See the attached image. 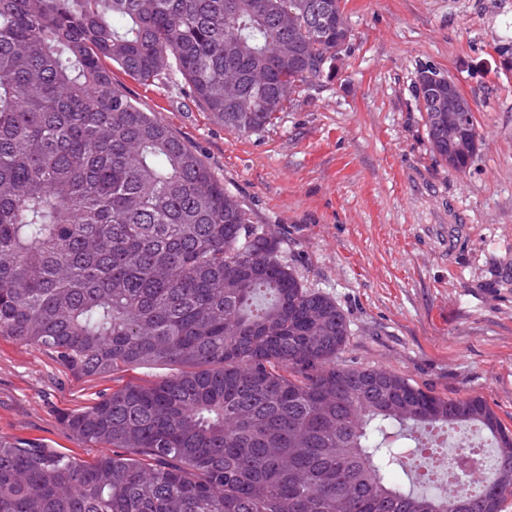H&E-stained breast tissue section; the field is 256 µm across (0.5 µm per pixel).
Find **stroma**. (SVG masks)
Segmentation results:
<instances>
[{
  "mask_svg": "<svg viewBox=\"0 0 512 512\" xmlns=\"http://www.w3.org/2000/svg\"><path fill=\"white\" fill-rule=\"evenodd\" d=\"M343 8L351 39L333 77L248 135L224 127L181 77H113L201 157L254 227L279 237L301 282L336 302L349 324L338 365L481 397L512 429V0ZM424 67L476 104L480 145L465 173L449 172L428 140L415 84ZM173 372L76 376L0 337V435L93 460L102 448L73 434L64 413Z\"/></svg>",
  "mask_w": 512,
  "mask_h": 512,
  "instance_id": "35a3bbf8",
  "label": "stroma"
}]
</instances>
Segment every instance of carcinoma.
Returning a JSON list of instances; mask_svg holds the SVG:
<instances>
[{
	"instance_id": "cac0c4a2",
	"label": "carcinoma",
	"mask_w": 512,
	"mask_h": 512,
	"mask_svg": "<svg viewBox=\"0 0 512 512\" xmlns=\"http://www.w3.org/2000/svg\"><path fill=\"white\" fill-rule=\"evenodd\" d=\"M315 2L329 35L307 32ZM341 0H0V337L78 376L178 372L65 414L121 452L92 462L0 436V512H500L512 432L480 397L448 398L336 364L349 336L275 236L114 81L179 75L224 126L271 124L336 71ZM439 160L465 172L466 121ZM359 378L377 387L365 389ZM487 434L490 472L413 489L435 440Z\"/></svg>"
}]
</instances>
